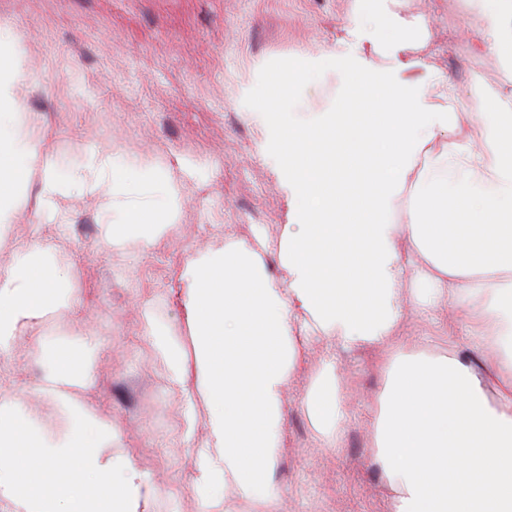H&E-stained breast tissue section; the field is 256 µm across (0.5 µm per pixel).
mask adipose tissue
<instances>
[{"mask_svg": "<svg viewBox=\"0 0 512 512\" xmlns=\"http://www.w3.org/2000/svg\"><path fill=\"white\" fill-rule=\"evenodd\" d=\"M359 2L334 55L345 77L337 110L302 124L254 115L262 130H280L281 175L300 224L278 246L231 241L185 271L213 406L199 478L275 512L290 312L345 346H391L412 265L427 283L420 305H447L441 333L455 328L468 342L450 339L444 356L399 350L379 363L387 383L368 420L391 512H512V100L495 98L467 134L452 132L453 114L470 103L413 79L426 63L407 54L412 23L386 19L381 59L369 58L376 0ZM475 2V49L511 60L512 0ZM23 70L17 57L0 74V236L12 222L4 201L33 170L47 199L58 194L50 160L9 110ZM401 194L411 220L388 223ZM268 254L286 270L280 282L264 271ZM72 300L48 262L19 257L0 273V352L19 328ZM94 355L86 346L79 369L55 357L46 373V390L71 417L55 440L25 444L22 402L0 398V501L19 512H146L143 472L110 452L111 428L73 394ZM340 404L335 370L325 367L303 405L320 424L338 420Z\"/></svg>", "mask_w": 512, "mask_h": 512, "instance_id": "ef3b65f1", "label": "adipose tissue"}]
</instances>
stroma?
<instances>
[{
  "label": "stroma",
  "mask_w": 512,
  "mask_h": 512,
  "mask_svg": "<svg viewBox=\"0 0 512 512\" xmlns=\"http://www.w3.org/2000/svg\"><path fill=\"white\" fill-rule=\"evenodd\" d=\"M421 21L413 50L423 82L467 95L474 82L512 98V62L472 48L468 0H397ZM354 0H0V69L12 55L26 68L12 109L43 141L62 191L41 195V177L21 183L0 238V271L17 243L43 254L75 288L79 303L56 309L52 334L17 333L0 360V394L19 398L32 442L58 435L67 418L40 389L53 349L96 344L81 393L112 425V453L133 457L155 492L147 512H257L233 487L199 482L212 405L197 368V338L185 309L186 264L226 240L279 239L298 223L280 174L278 138L250 114L275 78L307 58L299 89L270 97L300 122L332 111L343 90L333 54ZM112 157L109 194L87 193L80 174L95 156ZM182 185L176 215L166 187ZM133 211L170 219L148 241L125 224ZM443 309L412 305L402 339L434 354ZM298 361L286 390L284 439L274 473L278 512H389L382 473L371 462L367 409L384 378L378 352L316 337L294 321ZM184 365L174 382V358ZM342 377L337 447L302 404L324 364Z\"/></svg>",
  "instance_id": "stroma-1"
}]
</instances>
